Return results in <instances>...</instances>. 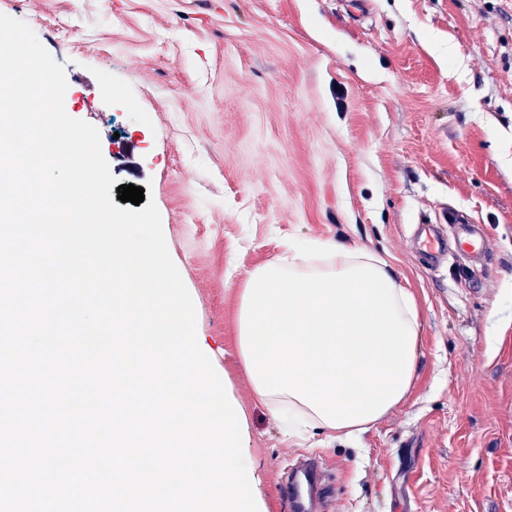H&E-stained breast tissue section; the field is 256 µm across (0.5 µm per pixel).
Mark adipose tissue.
<instances>
[{"instance_id": "1", "label": "adipose tissue", "mask_w": 512, "mask_h": 512, "mask_svg": "<svg viewBox=\"0 0 512 512\" xmlns=\"http://www.w3.org/2000/svg\"><path fill=\"white\" fill-rule=\"evenodd\" d=\"M238 336L253 391L274 416L353 438L406 398L418 311L375 251L290 243L249 274Z\"/></svg>"}]
</instances>
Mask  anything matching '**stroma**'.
Masks as SVG:
<instances>
[{"label": "stroma", "instance_id": "35a3bbf8", "mask_svg": "<svg viewBox=\"0 0 512 512\" xmlns=\"http://www.w3.org/2000/svg\"><path fill=\"white\" fill-rule=\"evenodd\" d=\"M65 67L119 184L150 187L200 349L249 427L263 512L315 459L322 512H512V0H0ZM483 225L431 264L425 224ZM287 240L385 258L420 340L359 436L284 435L238 352L249 273ZM448 224H454L456 244L460 251L471 257H478L482 254L486 246V239L480 231V224H472L471 219L459 213L449 214Z\"/></svg>", "mask_w": 512, "mask_h": 512}]
</instances>
